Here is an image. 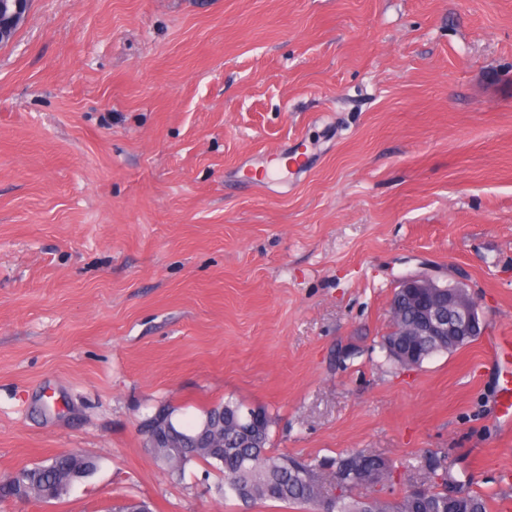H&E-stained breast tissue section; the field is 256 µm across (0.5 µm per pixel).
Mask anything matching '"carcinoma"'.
<instances>
[{
	"instance_id": "carcinoma-1",
	"label": "carcinoma",
	"mask_w": 512,
	"mask_h": 512,
	"mask_svg": "<svg viewBox=\"0 0 512 512\" xmlns=\"http://www.w3.org/2000/svg\"><path fill=\"white\" fill-rule=\"evenodd\" d=\"M415 311L404 305L389 320L386 335L395 328L412 325ZM248 410L243 403L228 398L202 411L198 421L185 427L176 419V409L161 407V416L172 429L186 439L187 447L175 443L161 449L156 462L170 473L181 476L186 466L201 461L220 472L224 481L216 491L224 499H235L245 505L258 502L284 503L290 507H308L312 512H489L487 499L469 491L463 485L441 490L434 474L443 471L448 481V467L440 469L431 464V454L422 455L414 470L420 477L422 489L415 495L408 493L399 498H386L368 486V493L355 495L352 489H336V469L351 453L335 457L303 458L288 453H275L269 448L272 417L264 409L261 415L262 434L258 439L243 435L239 425ZM356 454L380 475L392 478L388 460L365 450ZM43 468L27 467L29 493L34 501L59 500L78 480L87 477L98 467L96 458L67 452L49 459Z\"/></svg>"
}]
</instances>
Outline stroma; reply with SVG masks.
<instances>
[{
    "label": "stroma",
    "instance_id": "stroma-1",
    "mask_svg": "<svg viewBox=\"0 0 512 512\" xmlns=\"http://www.w3.org/2000/svg\"><path fill=\"white\" fill-rule=\"evenodd\" d=\"M298 139L291 185L237 186ZM426 268L466 276L485 328L397 370L390 300ZM509 328L512 0H33L0 44V479L98 461L0 512H293L146 448L157 406L230 397L272 415L273 451L382 455L389 498L431 451L499 512L482 359ZM50 465L43 468L27 467L30 500L51 501L61 499L78 480L87 477L98 467L96 458L67 452L53 456Z\"/></svg>",
    "mask_w": 512,
    "mask_h": 512
}]
</instances>
